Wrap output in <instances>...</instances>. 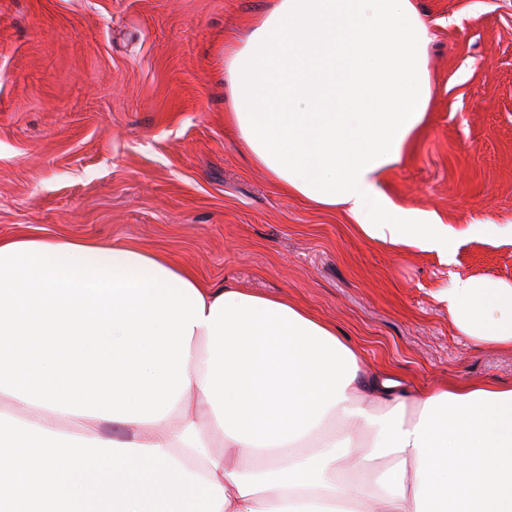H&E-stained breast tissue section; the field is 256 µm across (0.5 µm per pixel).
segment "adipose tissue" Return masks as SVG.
I'll return each instance as SVG.
<instances>
[{"label":"adipose tissue","instance_id":"adipose-tissue-1","mask_svg":"<svg viewBox=\"0 0 512 512\" xmlns=\"http://www.w3.org/2000/svg\"><path fill=\"white\" fill-rule=\"evenodd\" d=\"M430 41L416 0H275L224 46L243 148L367 236L440 246L378 188L429 109ZM444 299L512 346V284ZM4 402L0 512H512V387L409 395L289 300L136 247L0 240Z\"/></svg>","mask_w":512,"mask_h":512}]
</instances>
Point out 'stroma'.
Returning <instances> with one entry per match:
<instances>
[{
  "label": "stroma",
  "instance_id": "obj_1",
  "mask_svg": "<svg viewBox=\"0 0 512 512\" xmlns=\"http://www.w3.org/2000/svg\"><path fill=\"white\" fill-rule=\"evenodd\" d=\"M271 0H0V238L171 257L203 281L285 297L409 393L512 385L442 294L512 282V0H417L432 97L382 191L437 214L444 250L397 248L284 191L244 154L224 44Z\"/></svg>",
  "mask_w": 512,
  "mask_h": 512
}]
</instances>
